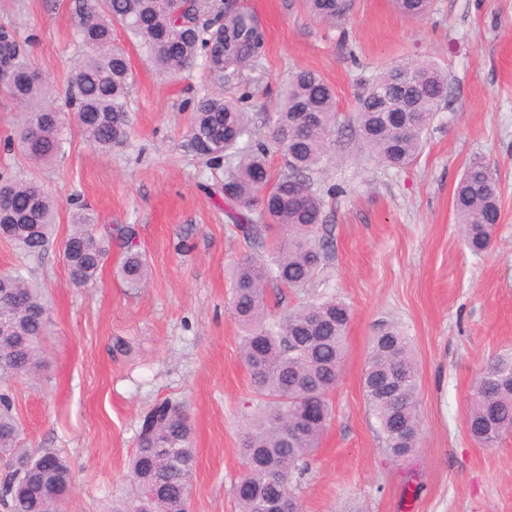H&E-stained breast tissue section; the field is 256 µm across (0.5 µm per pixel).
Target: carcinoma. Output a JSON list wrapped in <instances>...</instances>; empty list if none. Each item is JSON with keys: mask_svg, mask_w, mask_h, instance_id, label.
Instances as JSON below:
<instances>
[{"mask_svg": "<svg viewBox=\"0 0 512 512\" xmlns=\"http://www.w3.org/2000/svg\"><path fill=\"white\" fill-rule=\"evenodd\" d=\"M314 18L334 25L347 16L348 0H305ZM429 0H393L408 18L425 13ZM80 45L86 49L75 65L66 100L73 122L52 104L54 87L30 58L26 42L0 27V70L7 95L23 109L9 142L35 167L50 164L61 152L65 135L76 126L87 143L109 152L127 137V98L133 73L125 49L112 42L119 25L158 72L176 76L197 59L228 77L251 65L263 47L258 20L219 0H82ZM412 112H396L402 95ZM448 82L430 61L396 65L370 79L357 98L355 122L378 161L390 167L413 162L441 102ZM336 95L322 76L297 71L274 105L269 140L254 138L249 113L239 101L204 95L192 107L187 146L206 164L233 161L220 190L226 214L237 233L261 247L273 232L271 259L249 252L228 270L231 312L242 330L241 351L250 372L257 408L248 424L247 472L236 487L241 512H274L277 503L300 510L293 478L308 469L331 416V395L347 352L350 308L334 298L303 303L277 317L267 308V289L307 288L331 248L324 195L313 175L321 170L327 143L336 128ZM283 156L273 172L270 147ZM466 246L474 253L490 245L500 215V187L493 168L469 164L453 201ZM57 211L52 195L36 181L0 175V238L24 254H36L51 242ZM64 260L69 283L83 288L96 281L117 237L126 248L118 272L129 288L149 276L142 254L133 249L132 230L100 235L85 213L73 214ZM22 315L12 338L0 341V374L29 375L46 367L42 341L47 331L40 291L19 273L0 275V316L14 300ZM418 374L410 338L393 320L376 324L363 376L366 402L376 419L385 449L394 459L407 456L419 439ZM469 434L495 445L512 429V355H499L475 378L465 415ZM18 426L8 394L0 393V507L5 512H58L72 483L67 459L43 476L36 457L17 446ZM195 467L192 431L179 402L164 400L145 415L129 464L135 493L112 501L111 512H187V491Z\"/></svg>", "mask_w": 512, "mask_h": 512, "instance_id": "1", "label": "carcinoma"}]
</instances>
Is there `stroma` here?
I'll list each match as a JSON object with an SVG mask.
<instances>
[{"label":"stroma","mask_w":512,"mask_h":512,"mask_svg":"<svg viewBox=\"0 0 512 512\" xmlns=\"http://www.w3.org/2000/svg\"><path fill=\"white\" fill-rule=\"evenodd\" d=\"M259 19L263 55L238 76L215 81L204 62L167 78L122 28L133 71L128 137L109 155L72 135L51 165L31 167L7 147L20 110L0 94V174L34 178L51 193L56 235L28 257L0 239V273L40 288L50 321L46 368L10 378L18 443L58 451L72 484L64 512H109L129 488L128 460L145 414L183 403L196 468L189 512H239L235 486L246 471L244 434L256 402L230 313L229 266L248 247L230 224L211 167L187 147L197 97L239 99L266 135L276 96L292 73L310 69L334 88L339 125L353 124L365 82L399 64L433 60L448 76L442 103L411 165L389 168L359 135L332 134L320 175L335 187L325 214L330 258L311 287L269 289L270 310L329 297L352 317L333 413L310 469L296 488L303 512H512V436L486 447L465 426L476 373L512 352V0H431L410 19L392 0H354L346 20H316L303 0H238ZM78 0H0V26L16 30L67 111L65 90L80 54ZM482 160L501 186L492 248L473 253L453 213L466 166ZM98 231L122 225L150 268L145 288L117 275L111 246L95 284L75 288L58 249L77 211ZM397 319L420 373L419 441L406 458L385 452L362 380L374 325ZM127 343L113 351L114 337Z\"/></svg>","instance_id":"35a3bbf8"}]
</instances>
